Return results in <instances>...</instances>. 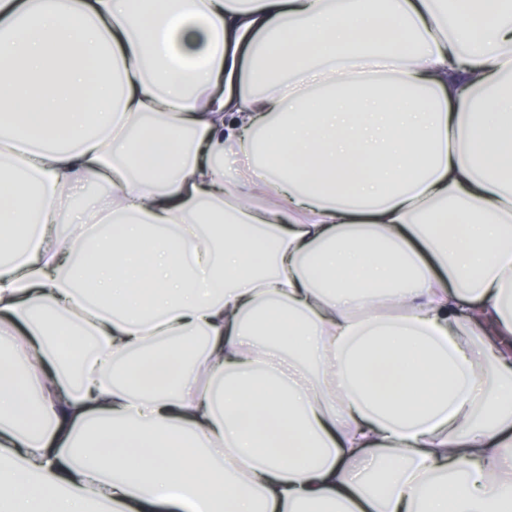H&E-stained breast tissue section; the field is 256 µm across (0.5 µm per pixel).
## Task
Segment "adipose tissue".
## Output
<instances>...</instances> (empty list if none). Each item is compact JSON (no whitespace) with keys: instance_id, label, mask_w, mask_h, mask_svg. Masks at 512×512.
I'll list each match as a JSON object with an SVG mask.
<instances>
[{"instance_id":"ef3b65f1","label":"adipose tissue","mask_w":512,"mask_h":512,"mask_svg":"<svg viewBox=\"0 0 512 512\" xmlns=\"http://www.w3.org/2000/svg\"><path fill=\"white\" fill-rule=\"evenodd\" d=\"M386 2L0 0V512H512V0Z\"/></svg>"}]
</instances>
